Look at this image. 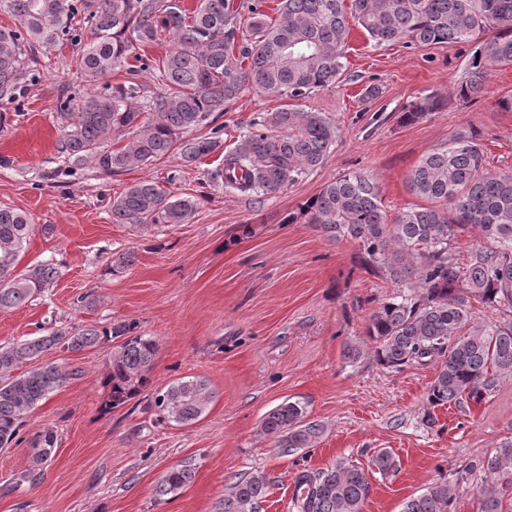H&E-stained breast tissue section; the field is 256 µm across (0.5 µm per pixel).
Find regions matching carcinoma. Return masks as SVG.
Wrapping results in <instances>:
<instances>
[{
  "instance_id": "cac0c4a2",
  "label": "carcinoma",
  "mask_w": 512,
  "mask_h": 512,
  "mask_svg": "<svg viewBox=\"0 0 512 512\" xmlns=\"http://www.w3.org/2000/svg\"><path fill=\"white\" fill-rule=\"evenodd\" d=\"M0 2L21 26L0 29V99H16L33 81L34 45L78 41L70 22L80 12L98 35L81 54L87 81L121 68L131 75L103 94L69 96L60 105L64 159L109 175L142 168L173 151L186 163L214 152L224 127L212 126V115L224 112L247 87L295 100L335 84L355 25L377 44L474 45L456 88L462 100L483 93L492 67L512 66V0H351L349 7L345 0H279L276 19L264 11L263 0H198L190 11L159 0ZM165 32L176 43L158 67L163 88L149 94L135 80L150 69L148 60L137 56L132 65L130 56ZM445 105L433 95L419 97L400 122L417 123ZM204 127L211 128V136H187ZM112 136L124 144L107 147ZM338 136L339 128L323 112L287 106L267 112L224 153L213 179L229 195L277 194L319 167ZM408 190L420 203L391 215L374 177L350 172L324 185L302 215L329 236L358 243L363 264L402 288L370 314L366 336L375 360L386 368L408 363L434 368L424 416L431 425L435 409L478 405L501 381L512 379V171L488 172L476 138L457 133L411 170ZM198 208L196 197L175 198L158 182L142 179L112 201V222L185 224ZM470 226L492 246L475 250L462 267L450 241ZM31 230L26 213L0 207V309L25 305L59 276L50 261L15 273ZM477 303L503 318L478 319ZM117 340L103 381L108 393L102 411L109 413L149 383L159 345L138 332L136 321L58 328L0 347V449L17 439L28 414L65 381L54 364L15 376L13 371L50 349L80 352ZM210 398L206 381L195 379L168 386L155 405L161 422L189 424L203 415ZM263 428L288 449L309 448L323 433L321 424L307 418L305 406L291 401L271 410ZM372 464L381 474L398 467L385 449L374 452ZM475 473L485 482L480 512H512V441L477 459L460 480ZM192 478L188 468L172 469L157 495L173 494ZM370 489L363 468L339 461L300 472L292 506L295 512H362ZM268 494L266 476L257 473L235 484L224 498V512H259ZM452 502V488L439 481L406 501L402 512H451Z\"/></svg>"
}]
</instances>
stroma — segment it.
<instances>
[{
  "mask_svg": "<svg viewBox=\"0 0 512 512\" xmlns=\"http://www.w3.org/2000/svg\"><path fill=\"white\" fill-rule=\"evenodd\" d=\"M472 51L461 44L378 45L353 28L339 81L296 102L336 123L334 147L302 181L267 197L226 195L211 174L253 118L283 108L285 99L244 91L217 118L224 127L219 150L190 164L172 153L109 175L63 161L56 112L61 95L101 93L124 72L91 84L79 71L80 46L64 40L38 48L25 97L0 100L7 116L0 125V206L32 219L17 272L49 260L61 274L26 305L0 310V346L59 325L134 320L159 350L149 385L107 414L102 381L114 343L39 357V364L62 367L67 379L31 411L19 443L0 450V512H223L232 484L259 472L271 483L262 512H292L297 474L339 460L371 476L363 512H402L408 499L442 480L455 485L453 512H478L481 475L460 486L456 475L512 440V382L470 410L439 409L435 425H425L433 367L387 369L368 351V317L397 286L359 267L356 242L297 217L325 184L354 171L377 179L389 212L412 204V168L462 131L477 136L488 170L512 169V112L496 106L512 95V66L494 67L481 96L458 99L454 88ZM373 86L379 95L366 98ZM427 94L447 106L401 125L405 106ZM144 178L174 196L199 198L194 217L185 224L113 223V199ZM243 224L253 232L241 238ZM123 253L134 262L111 273ZM83 294L95 298L93 308L78 306ZM349 344L359 346L360 358H345ZM192 378L212 392L206 413L190 425L157 422L155 397ZM289 400L304 403L323 425L314 447L285 453L263 430L266 414ZM48 431L54 451L39 465L37 442ZM381 448L396 457L398 471L374 469L372 454ZM174 468L191 469V483L157 496L158 482Z\"/></svg>",
  "mask_w": 512,
  "mask_h": 512,
  "instance_id": "35a3bbf8",
  "label": "stroma"
}]
</instances>
